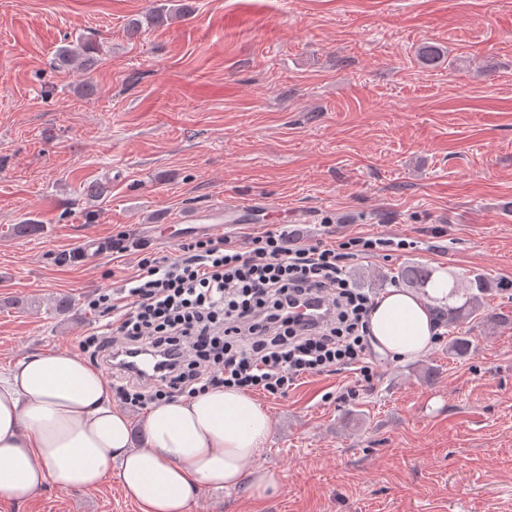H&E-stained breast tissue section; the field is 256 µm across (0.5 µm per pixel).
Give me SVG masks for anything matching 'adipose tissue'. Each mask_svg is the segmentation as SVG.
Returning a JSON list of instances; mask_svg holds the SVG:
<instances>
[{"label": "adipose tissue", "mask_w": 512, "mask_h": 512, "mask_svg": "<svg viewBox=\"0 0 512 512\" xmlns=\"http://www.w3.org/2000/svg\"><path fill=\"white\" fill-rule=\"evenodd\" d=\"M448 291L441 270L420 291L381 293L369 314L376 348L402 360L424 356ZM271 432L248 393L210 388L154 406L138 447L99 371L69 353L35 354L0 375V500L26 498L49 479L92 489L114 472L140 512H187L200 487L236 489Z\"/></svg>", "instance_id": "1"}]
</instances>
